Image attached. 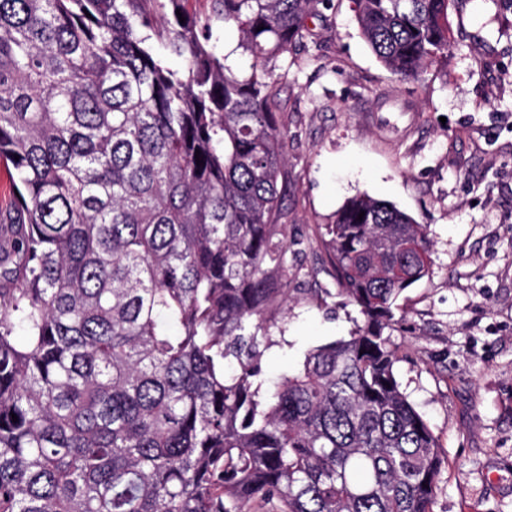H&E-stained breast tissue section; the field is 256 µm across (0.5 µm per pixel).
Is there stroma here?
Masks as SVG:
<instances>
[{"mask_svg":"<svg viewBox=\"0 0 512 512\" xmlns=\"http://www.w3.org/2000/svg\"><path fill=\"white\" fill-rule=\"evenodd\" d=\"M279 84L288 121L280 223L291 309L273 313L266 378L348 336L320 243L350 197L427 225L429 277L406 289L396 375L448 457L433 512H512V14L498 0L452 11L453 44L420 82L399 81L334 0Z\"/></svg>","mask_w":512,"mask_h":512,"instance_id":"35a3bbf8","label":"stroma"}]
</instances>
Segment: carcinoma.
Instances as JSON below:
<instances>
[{"label": "carcinoma", "instance_id": "cac0c4a2", "mask_svg": "<svg viewBox=\"0 0 512 512\" xmlns=\"http://www.w3.org/2000/svg\"><path fill=\"white\" fill-rule=\"evenodd\" d=\"M187 2L0 0V512H432L448 458L390 334L430 274L426 225L346 200L321 245L360 322L264 387L288 308L276 68L333 0ZM458 2L352 11L418 82ZM215 22L249 73L210 49Z\"/></svg>", "mask_w": 512, "mask_h": 512}]
</instances>
